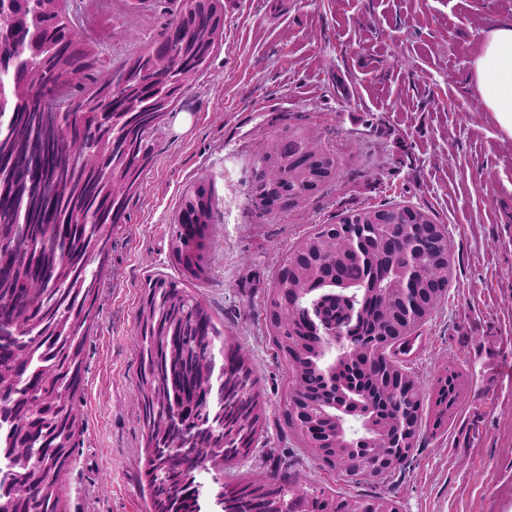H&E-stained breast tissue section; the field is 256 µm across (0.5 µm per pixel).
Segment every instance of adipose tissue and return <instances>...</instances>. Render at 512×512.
<instances>
[{
	"instance_id": "ef3b65f1",
	"label": "adipose tissue",
	"mask_w": 512,
	"mask_h": 512,
	"mask_svg": "<svg viewBox=\"0 0 512 512\" xmlns=\"http://www.w3.org/2000/svg\"><path fill=\"white\" fill-rule=\"evenodd\" d=\"M469 81L496 126L512 138V22L497 24L480 42Z\"/></svg>"
}]
</instances>
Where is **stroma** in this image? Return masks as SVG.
Instances as JSON below:
<instances>
[{"label":"stroma","mask_w":512,"mask_h":512,"mask_svg":"<svg viewBox=\"0 0 512 512\" xmlns=\"http://www.w3.org/2000/svg\"><path fill=\"white\" fill-rule=\"evenodd\" d=\"M84 0L91 35L118 27L113 65L174 18V0ZM224 32L154 135L155 158L112 233L103 308L85 345L84 424L61 497L68 512H145L134 339L143 286L170 272L169 226L183 191L214 187L216 248L193 289L250 354L266 407L254 452L224 465L238 481L285 470L301 487L385 495L400 512H512V141L467 78L474 47L512 0H220ZM317 135L336 178L299 208L260 215L247 195L259 145ZM410 205L448 232V293L407 356L423 389L447 364L463 403L442 435L421 432L381 479L321 468L284 431L288 362L272 343L265 294L288 249L348 210Z\"/></svg>","instance_id":"obj_1"}]
</instances>
